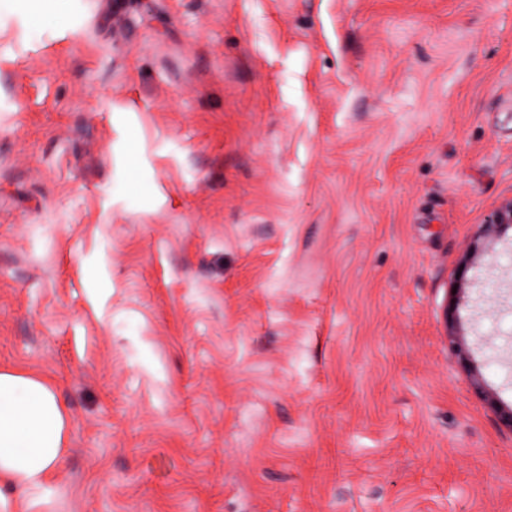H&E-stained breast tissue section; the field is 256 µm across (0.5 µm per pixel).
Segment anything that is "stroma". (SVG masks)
Masks as SVG:
<instances>
[{
  "instance_id": "35a3bbf8",
  "label": "stroma",
  "mask_w": 512,
  "mask_h": 512,
  "mask_svg": "<svg viewBox=\"0 0 512 512\" xmlns=\"http://www.w3.org/2000/svg\"><path fill=\"white\" fill-rule=\"evenodd\" d=\"M56 7L0 0V368L70 442L0 512H512V296L455 293L512 285V0ZM482 234L470 246L471 260L480 255L479 240L481 237H489L492 235H500L508 228H512V200L501 205L494 214V218L490 224L483 225Z\"/></svg>"
}]
</instances>
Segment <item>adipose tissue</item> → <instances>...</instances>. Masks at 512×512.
<instances>
[{
	"mask_svg": "<svg viewBox=\"0 0 512 512\" xmlns=\"http://www.w3.org/2000/svg\"><path fill=\"white\" fill-rule=\"evenodd\" d=\"M69 426L47 382L0 369V485L21 496L43 487L66 455Z\"/></svg>",
	"mask_w": 512,
	"mask_h": 512,
	"instance_id": "adipose-tissue-1",
	"label": "adipose tissue"
}]
</instances>
